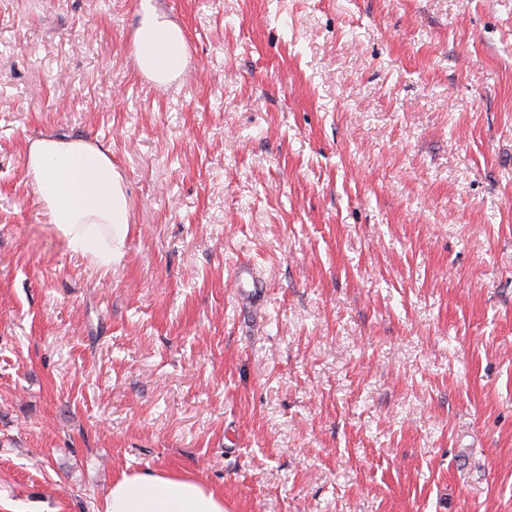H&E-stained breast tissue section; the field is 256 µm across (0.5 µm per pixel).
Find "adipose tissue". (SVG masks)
<instances>
[{
  "label": "adipose tissue",
  "mask_w": 512,
  "mask_h": 512,
  "mask_svg": "<svg viewBox=\"0 0 512 512\" xmlns=\"http://www.w3.org/2000/svg\"><path fill=\"white\" fill-rule=\"evenodd\" d=\"M133 43L139 70L155 83H170L183 72L185 36L163 12L143 6ZM25 173L69 247L111 269L122 255L130 209L110 148L81 136H43L26 147ZM101 512H224V497L179 474L125 473L113 483Z\"/></svg>",
  "instance_id": "ef3b65f1"
}]
</instances>
